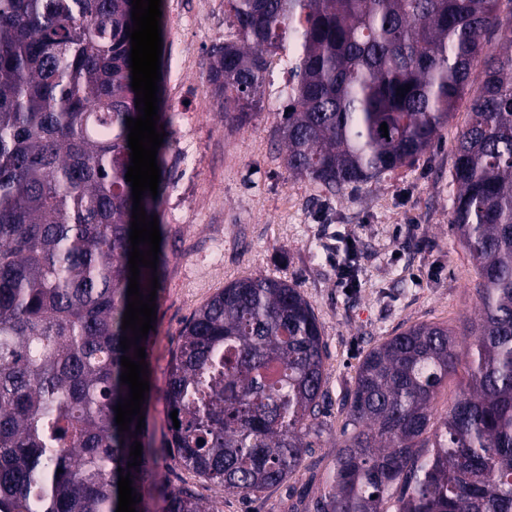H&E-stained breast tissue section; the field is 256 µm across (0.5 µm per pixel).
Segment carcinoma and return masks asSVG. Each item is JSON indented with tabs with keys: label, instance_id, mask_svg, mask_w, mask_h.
<instances>
[{
	"label": "carcinoma",
	"instance_id": "obj_1",
	"mask_svg": "<svg viewBox=\"0 0 512 512\" xmlns=\"http://www.w3.org/2000/svg\"><path fill=\"white\" fill-rule=\"evenodd\" d=\"M227 2L234 32L211 46L207 79L225 125L249 120L267 56L288 52L284 163L330 191L433 148L478 85L452 173V228L479 276L467 385L434 423L460 357L444 325L369 349L342 402L354 432L314 512H512V14L500 0ZM131 11V0H0V512H116L121 471L136 512L157 492L161 512H211L188 490L158 491L156 449L137 420L115 422L129 393L120 359L134 353L120 347L132 336ZM492 27L494 48L481 39ZM323 386L309 301L286 280L237 279L179 333L169 447L226 492L279 486L327 423Z\"/></svg>",
	"mask_w": 512,
	"mask_h": 512
}]
</instances>
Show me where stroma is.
Listing matches in <instances>:
<instances>
[{"label":"stroma","instance_id":"stroma-1","mask_svg":"<svg viewBox=\"0 0 512 512\" xmlns=\"http://www.w3.org/2000/svg\"><path fill=\"white\" fill-rule=\"evenodd\" d=\"M161 11L162 61L186 43L196 53L182 97H175L168 77L160 79L174 123L163 155L167 184L156 210L166 232L146 439L159 451L165 488L193 492L212 512H288L299 495L316 497L325 488L336 444L345 437L342 398L353 389L367 350L421 323L448 326L459 351L469 346L464 324L479 307V278L451 226L453 145L469 121V102L460 101L438 143L413 163L333 193L289 175L285 167L278 138L284 105L275 93L287 72H267L261 109L249 124L225 127L206 77L208 49L231 32L226 0H161ZM185 146L196 158L189 169L180 161ZM340 235L357 240L356 283L350 289L337 285L331 261ZM250 275L286 279L312 304L326 344L324 388L332 407L298 472L245 498L171 457L164 390L185 321L224 284Z\"/></svg>","mask_w":512,"mask_h":512}]
</instances>
